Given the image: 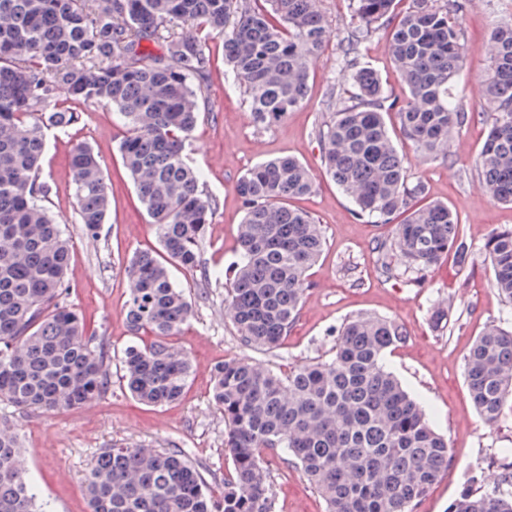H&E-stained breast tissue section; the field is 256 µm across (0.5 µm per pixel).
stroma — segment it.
<instances>
[{
    "mask_svg": "<svg viewBox=\"0 0 512 512\" xmlns=\"http://www.w3.org/2000/svg\"><path fill=\"white\" fill-rule=\"evenodd\" d=\"M320 9L333 36L314 62L308 97L269 129L253 124L243 89L224 58L223 38L200 34L211 69L187 146L188 162L202 172L203 190L213 203L204 239V259L213 271L237 256V227L244 215L238 183L249 169L291 156L312 174L315 189L297 205L320 225L325 244L309 272L297 319L275 351L254 350L243 344L224 312V281L206 283L200 273L178 270L175 281L193 308L189 322L173 338L191 361L190 384L178 402L145 406L116 382L111 395L76 409L37 414L0 403V416L17 426L31 475L52 512H89L82 478L96 456L115 444L180 450L197 465L208 490L220 495L232 462L224 446V414L210 400L214 366L240 357L287 373L295 364L329 358L339 329L360 314L383 316L402 327L404 338L387 353L385 364L448 440V467L417 512H447L474 478L482 486L512 492L498 462L512 452V413L487 428L465 379V357L482 329L512 326V305L493 288L483 251L492 229L512 227V206L487 196L476 164L491 126L483 97L490 65L487 45L496 26L512 23V0L468 2L458 87L473 117L449 140L446 155L412 152L401 133L393 135L397 147L409 154L411 180L423 183L427 199L448 204L473 247L466 266L450 256L420 273L395 263L392 225L357 217L353 204L325 174L317 130L333 112L330 95L338 84L352 24L349 0H320ZM358 54L362 66L378 73L386 91L401 94L386 29H377ZM80 110L79 125L46 132L41 174L45 205L70 240L68 303L118 353L132 341L125 319L128 262L136 252L157 248L158 242L118 151L124 132L118 114L100 103L82 104ZM77 141L98 153L109 188V216L95 238L82 233L72 196L70 151ZM262 459L273 512H325L320 494L284 454L266 452Z\"/></svg>",
    "mask_w": 512,
    "mask_h": 512,
    "instance_id": "obj_1",
    "label": "stroma"
}]
</instances>
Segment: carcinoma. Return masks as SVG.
I'll return each mask as SVG.
<instances>
[{"label":"carcinoma","instance_id":"cac0c4a2","mask_svg":"<svg viewBox=\"0 0 512 512\" xmlns=\"http://www.w3.org/2000/svg\"><path fill=\"white\" fill-rule=\"evenodd\" d=\"M0 0V402L52 412L78 408L112 390V352L69 307V240L43 198L45 133L81 120L73 103H103L124 119L119 149L152 220L161 254L131 259L126 311L139 342L119 360L120 379L137 400L162 406L189 383L187 355L171 345L192 316L169 267L201 272L211 202L201 171L184 160L210 73L198 34L224 38V56L247 93L255 125L269 128L308 96L317 52L330 40L319 0ZM355 39L344 51L351 88L319 128L327 173L359 217L395 223L393 246L405 266L425 271L453 253L467 264L471 244L439 201L420 203L408 157L387 123L395 109L403 135L438 156L470 120L457 80L464 65L460 0H349ZM389 29L388 49L404 97L386 93L358 65L357 44ZM485 86L492 125L479 167L493 200L512 204V24L495 28ZM161 45L153 54L145 44ZM71 183L82 231L105 224L110 199L101 161L84 142L72 147ZM313 177L283 156L258 163L238 186L245 214L238 260L224 269V299L242 342L276 349L297 316L308 271L324 246L320 226L291 205L312 193ZM492 284L512 304V227L485 245ZM403 338L395 321L358 315L338 331L330 359L280 375L246 358L213 373L212 402L224 412L232 471L209 493L199 469L178 450L137 445L104 449L84 478L90 512H272L262 452L283 449L315 486L326 512H415L448 465V441L423 406L387 369ZM471 399L494 427L512 410V329L492 324L465 360ZM465 486L448 512H512V494ZM0 512H51L28 475L18 429L0 417Z\"/></svg>","mask_w":512,"mask_h":512}]
</instances>
